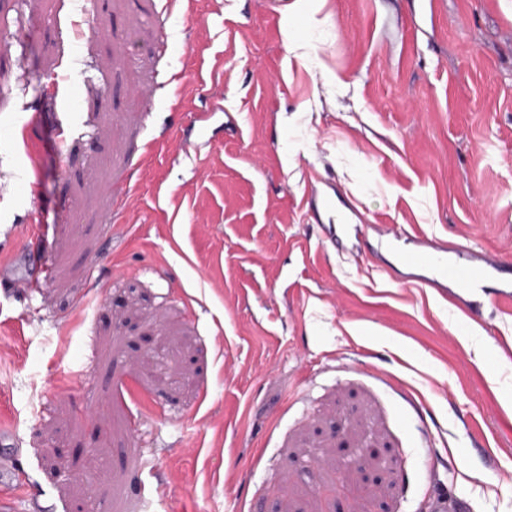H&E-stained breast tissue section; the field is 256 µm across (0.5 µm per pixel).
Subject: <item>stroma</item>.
Listing matches in <instances>:
<instances>
[{
  "mask_svg": "<svg viewBox=\"0 0 512 512\" xmlns=\"http://www.w3.org/2000/svg\"><path fill=\"white\" fill-rule=\"evenodd\" d=\"M164 4L0 0V427L27 498L512 512V305L374 260L391 224L512 260V0ZM315 180L362 257L310 218Z\"/></svg>",
  "mask_w": 512,
  "mask_h": 512,
  "instance_id": "1",
  "label": "stroma"
}]
</instances>
